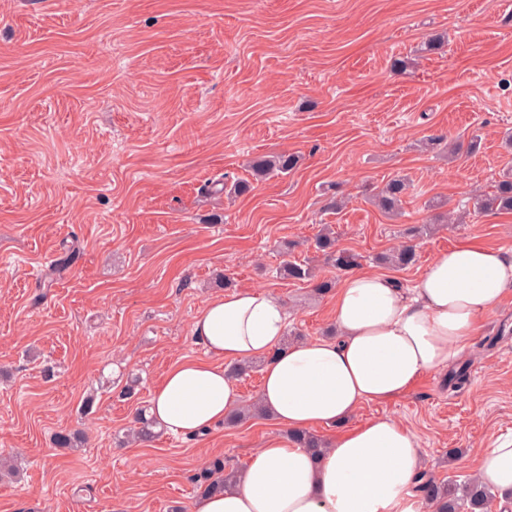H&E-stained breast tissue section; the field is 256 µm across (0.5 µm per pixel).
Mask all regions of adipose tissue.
Masks as SVG:
<instances>
[{
  "label": "adipose tissue",
  "instance_id": "1",
  "mask_svg": "<svg viewBox=\"0 0 512 512\" xmlns=\"http://www.w3.org/2000/svg\"><path fill=\"white\" fill-rule=\"evenodd\" d=\"M511 288L512 254L471 240L438 254L409 289L374 271L345 275L336 285L333 340L282 347L285 307L267 290L207 302L191 323L206 356L168 368L149 401L151 417L174 435L209 430L240 404L230 366L261 359V407L290 435L252 450L235 483L198 499L194 512H437L418 490L415 434L389 417L347 421L455 363ZM318 424L337 433L316 457L295 435ZM474 475L512 512V434L479 457Z\"/></svg>",
  "mask_w": 512,
  "mask_h": 512
}]
</instances>
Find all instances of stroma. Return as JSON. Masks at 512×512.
I'll list each match as a JSON object with an SVG mask.
<instances>
[{
	"label": "stroma",
	"instance_id": "stroma-1",
	"mask_svg": "<svg viewBox=\"0 0 512 512\" xmlns=\"http://www.w3.org/2000/svg\"><path fill=\"white\" fill-rule=\"evenodd\" d=\"M509 131L512 0H0V455L18 468L0 512H193L209 461L240 470L281 431L259 415L126 442L169 366L204 357L206 301L266 289L289 333L328 338L333 293L279 275L289 259L339 279L325 224L405 288L465 239L512 251V212L471 200L512 165ZM281 152L297 167L254 179ZM396 176L392 218L372 197ZM437 198L465 223H438ZM404 242L415 262L385 264ZM458 365L462 387L425 373L349 425L391 417L426 476L464 480L512 432V292ZM76 429L83 447H56Z\"/></svg>",
	"mask_w": 512,
	"mask_h": 512
}]
</instances>
